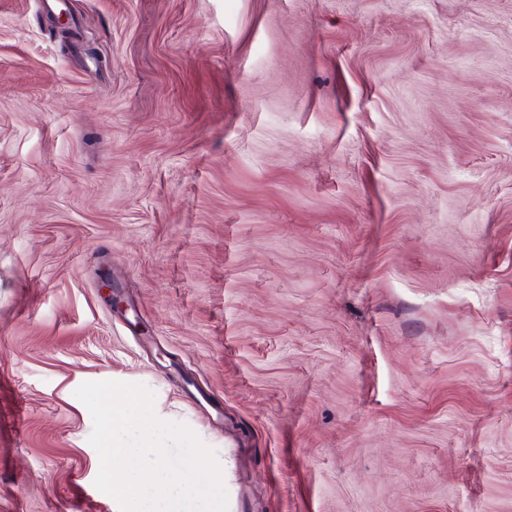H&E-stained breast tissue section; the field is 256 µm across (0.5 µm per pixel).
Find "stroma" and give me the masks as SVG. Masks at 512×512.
<instances>
[{"mask_svg":"<svg viewBox=\"0 0 512 512\" xmlns=\"http://www.w3.org/2000/svg\"><path fill=\"white\" fill-rule=\"evenodd\" d=\"M62 7L0 0V512H119L109 380L247 512H512V0ZM233 442L228 440L224 448V483L229 496V512H243L241 499L237 498L234 492L235 482V463L234 454L236 455L235 448L231 447Z\"/></svg>","mask_w":512,"mask_h":512,"instance_id":"stroma-1","label":"stroma"}]
</instances>
